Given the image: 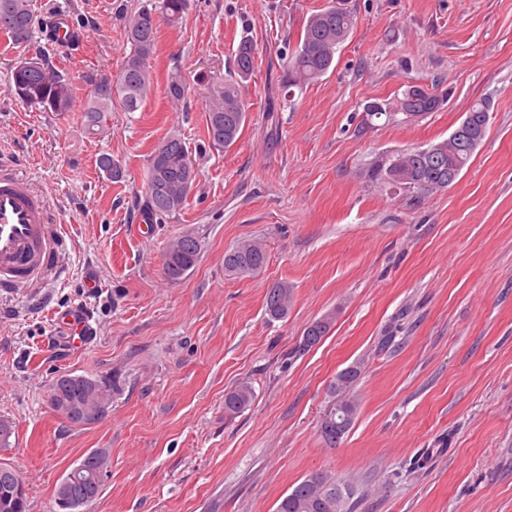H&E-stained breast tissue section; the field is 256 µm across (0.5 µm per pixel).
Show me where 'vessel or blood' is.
<instances>
[{
  "instance_id": "obj_1",
  "label": "vessel or blood",
  "mask_w": 512,
  "mask_h": 512,
  "mask_svg": "<svg viewBox=\"0 0 512 512\" xmlns=\"http://www.w3.org/2000/svg\"><path fill=\"white\" fill-rule=\"evenodd\" d=\"M49 44L63 48L76 44L77 30H64L60 22H44ZM58 239L46 222V204L28 182L0 175V290L10 291L31 285L56 267ZM67 334L86 340L88 324L81 307L59 316Z\"/></svg>"
}]
</instances>
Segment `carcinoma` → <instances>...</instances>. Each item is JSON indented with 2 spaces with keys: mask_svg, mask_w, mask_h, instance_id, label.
<instances>
[{
  "mask_svg": "<svg viewBox=\"0 0 512 512\" xmlns=\"http://www.w3.org/2000/svg\"><path fill=\"white\" fill-rule=\"evenodd\" d=\"M188 0H158L152 8H141L129 15L125 37L131 46L114 77L89 79L90 90L83 107L87 126L102 123L104 113L112 111L117 99L127 112L139 110L153 84L149 61L155 53L159 18L178 22L187 10ZM357 23L355 15L330 0L329 5L310 15L302 27L295 45L285 55L280 91L283 98L295 97L307 85L314 84L336 67V55ZM36 18L32 0H0V32L16 42H27L34 36ZM257 46L243 39L237 46L228 74L223 78L200 79L204 83L205 112H207V146L216 150L232 147L239 139L247 120V108L240 93V83L254 71ZM10 91L20 101L45 112H67L74 101L71 79L50 67L40 58H30L11 71ZM166 96L173 104L191 98V87L177 70L168 76ZM447 96L429 86L426 90L365 107L367 121L385 119L390 122L401 114L407 121H418L441 110ZM491 104L486 98L474 101L466 115L470 119L469 134L397 152L374 161L371 176L377 181L405 190L442 191L448 189L467 167L485 138L490 122ZM164 152V168L154 159ZM189 159L184 141L175 135L163 139L155 148L147 169L142 214L149 223L162 222L179 214L196 188V170L186 172ZM100 169L112 180L124 178L122 166L112 161V155L99 158ZM201 253V239L187 231L167 247L163 255L165 275L178 281L193 269ZM267 263L263 245L253 239L238 242L224 253V275L249 278L262 272ZM293 301V288L286 281H275L267 288L264 298L265 314L270 320L288 316ZM336 319L331 312L311 322L293 350L301 355L316 346L326 336ZM361 375L354 364L340 371L330 385L333 408L343 424L339 428L321 427V436L329 446H336L354 423L359 405L354 388ZM72 392L91 415L106 410L112 404L113 381L81 374L60 376L50 392ZM253 391L242 384L224 394V413L233 418L250 406ZM104 481L92 485L86 476L78 475L70 484L73 512L94 502L102 492ZM349 489L325 471H318L296 484L280 498L276 512H348ZM28 495L11 489H0V512H28Z\"/></svg>",
  "mask_w": 512,
  "mask_h": 512,
  "instance_id": "1",
  "label": "carcinoma"
}]
</instances>
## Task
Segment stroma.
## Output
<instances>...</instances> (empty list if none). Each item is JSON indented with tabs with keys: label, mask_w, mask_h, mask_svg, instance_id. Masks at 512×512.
Instances as JSON below:
<instances>
[{
	"label": "stroma",
	"mask_w": 512,
	"mask_h": 512,
	"mask_svg": "<svg viewBox=\"0 0 512 512\" xmlns=\"http://www.w3.org/2000/svg\"><path fill=\"white\" fill-rule=\"evenodd\" d=\"M152 2L33 0L38 19L85 31L76 50L0 34V165L47 194L66 238L54 275L0 292V419L14 431L0 462L26 485L29 512H58L56 485L94 449L107 476L83 512H275L316 471L348 484L353 512H512V0H341L357 25L334 71L288 102L281 54L328 0H190L179 23H158L139 111L113 102L89 134L87 80L116 74L130 51L119 11ZM245 36L258 47L241 87L248 119L234 146L204 150L201 96L174 106L167 75L224 76ZM37 55L73 78L71 111L12 95L10 65ZM411 82L438 85L445 107L363 124L366 103ZM484 97L487 135L448 189L414 198L370 178L377 157L447 138ZM173 133L197 187L179 215L146 224L148 159ZM104 153L124 180L98 169ZM187 229L200 259L173 282L163 254ZM246 238L264 244L266 267L225 276V251ZM277 280L293 304L272 321L264 297ZM77 304L93 337L74 350L54 315ZM329 312L330 332L292 356ZM386 335L395 344L384 349ZM355 363L359 412L331 447L320 434L330 384ZM64 372L119 382L103 418L75 426L52 409ZM242 383L253 401L228 418L224 393Z\"/></svg>",
	"instance_id": "35a3bbf8"
}]
</instances>
